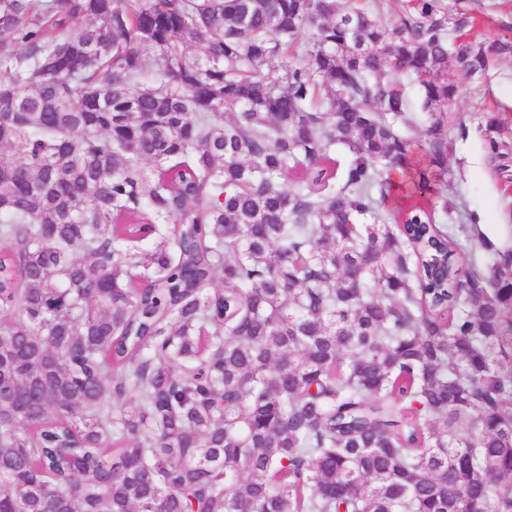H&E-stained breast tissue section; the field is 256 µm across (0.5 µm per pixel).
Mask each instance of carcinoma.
Segmentation results:
<instances>
[{
  "instance_id": "carcinoma-1",
  "label": "carcinoma",
  "mask_w": 512,
  "mask_h": 512,
  "mask_svg": "<svg viewBox=\"0 0 512 512\" xmlns=\"http://www.w3.org/2000/svg\"><path fill=\"white\" fill-rule=\"evenodd\" d=\"M473 26L0 0V512H512V252L396 199L448 171V32L512 55Z\"/></svg>"
}]
</instances>
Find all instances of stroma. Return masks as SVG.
Wrapping results in <instances>:
<instances>
[{"instance_id": "35a3bbf8", "label": "stroma", "mask_w": 512, "mask_h": 512, "mask_svg": "<svg viewBox=\"0 0 512 512\" xmlns=\"http://www.w3.org/2000/svg\"><path fill=\"white\" fill-rule=\"evenodd\" d=\"M474 16L473 40L491 43L512 38V0H461ZM498 117L499 141L507 171L491 162L484 136L487 113ZM448 172L433 191L422 193L418 204L450 213L441 222L451 236L468 225L490 241L492 250H475L474 260L492 263L495 251H512V56L496 60L485 74L463 77L456 99L448 105Z\"/></svg>"}]
</instances>
